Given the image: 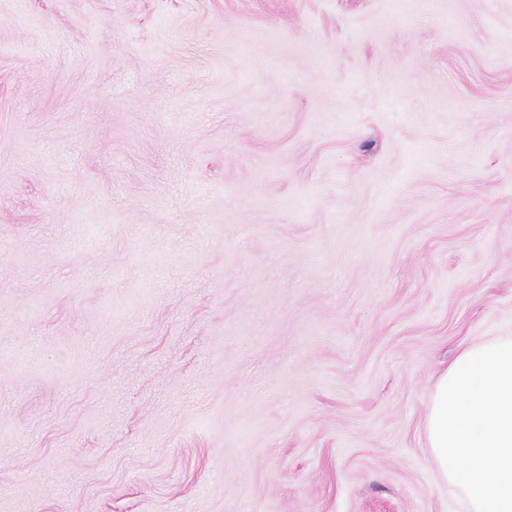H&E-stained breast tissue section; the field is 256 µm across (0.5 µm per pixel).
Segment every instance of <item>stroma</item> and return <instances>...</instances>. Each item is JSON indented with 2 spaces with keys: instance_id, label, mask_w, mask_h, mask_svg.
<instances>
[{
  "instance_id": "obj_1",
  "label": "stroma",
  "mask_w": 512,
  "mask_h": 512,
  "mask_svg": "<svg viewBox=\"0 0 512 512\" xmlns=\"http://www.w3.org/2000/svg\"><path fill=\"white\" fill-rule=\"evenodd\" d=\"M490 336L512 0H0V512H466Z\"/></svg>"
}]
</instances>
